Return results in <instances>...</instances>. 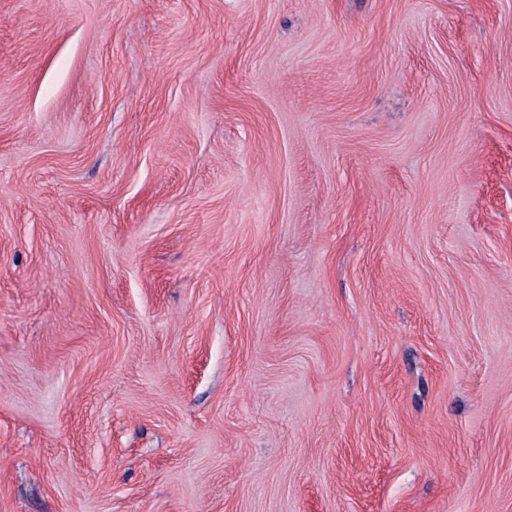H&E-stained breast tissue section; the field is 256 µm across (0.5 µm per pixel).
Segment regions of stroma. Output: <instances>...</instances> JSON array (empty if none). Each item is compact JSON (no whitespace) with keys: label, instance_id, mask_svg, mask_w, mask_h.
<instances>
[{"label":"stroma","instance_id":"1","mask_svg":"<svg viewBox=\"0 0 512 512\" xmlns=\"http://www.w3.org/2000/svg\"><path fill=\"white\" fill-rule=\"evenodd\" d=\"M0 512H512V0H0Z\"/></svg>","mask_w":512,"mask_h":512}]
</instances>
